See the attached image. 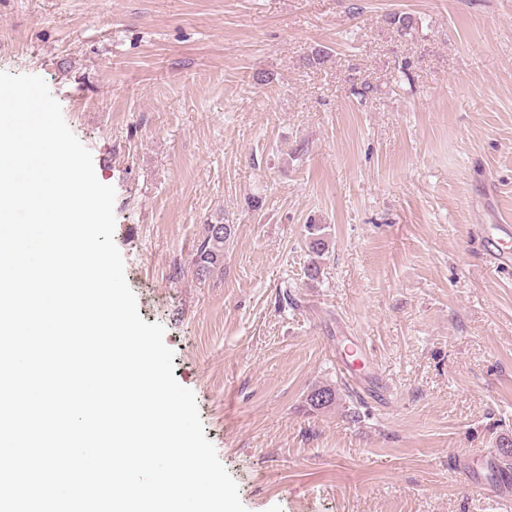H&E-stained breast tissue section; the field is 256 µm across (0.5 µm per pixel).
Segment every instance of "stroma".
<instances>
[{
    "label": "stroma",
    "mask_w": 512,
    "mask_h": 512,
    "mask_svg": "<svg viewBox=\"0 0 512 512\" xmlns=\"http://www.w3.org/2000/svg\"><path fill=\"white\" fill-rule=\"evenodd\" d=\"M0 71L45 80L114 187L139 314L247 512H512L451 476L512 440V0H0ZM205 232L198 240L194 253L193 265L196 274L206 277L208 274L224 265V245L234 235V225L208 224ZM308 251L312 254L310 263L306 268V274L310 279H317L321 274V265L319 259H322L329 252V244L323 236L321 228L318 224H308Z\"/></svg>",
    "instance_id": "stroma-1"
}]
</instances>
